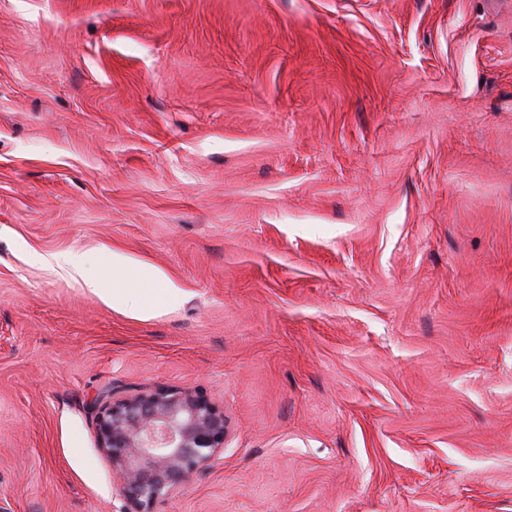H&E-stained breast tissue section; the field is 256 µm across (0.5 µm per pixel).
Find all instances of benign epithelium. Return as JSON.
I'll use <instances>...</instances> for the list:
<instances>
[{
	"label": "benign epithelium",
	"mask_w": 512,
	"mask_h": 512,
	"mask_svg": "<svg viewBox=\"0 0 512 512\" xmlns=\"http://www.w3.org/2000/svg\"><path fill=\"white\" fill-rule=\"evenodd\" d=\"M224 409L203 391L159 386L97 403V434L125 512H157L224 451Z\"/></svg>",
	"instance_id": "7a95c632"
}]
</instances>
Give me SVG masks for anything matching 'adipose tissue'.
I'll return each instance as SVG.
<instances>
[{"label":"adipose tissue","instance_id":"obj_1","mask_svg":"<svg viewBox=\"0 0 512 512\" xmlns=\"http://www.w3.org/2000/svg\"><path fill=\"white\" fill-rule=\"evenodd\" d=\"M44 262L57 265L69 277L82 282L88 292L104 304L122 307L138 316L155 315L170 303L169 284L152 269L141 271L138 284L132 285L91 275L80 255H52L45 257Z\"/></svg>","mask_w":512,"mask_h":512}]
</instances>
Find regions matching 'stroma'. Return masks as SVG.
<instances>
[{"label":"stroma","mask_w":512,"mask_h":512,"mask_svg":"<svg viewBox=\"0 0 512 512\" xmlns=\"http://www.w3.org/2000/svg\"><path fill=\"white\" fill-rule=\"evenodd\" d=\"M115 252L166 309L32 260ZM158 385V512H512V0H0V512H123ZM33 260L57 265L72 279L80 280L88 292L108 306H119L138 316H152L170 303V285L153 269L140 272L139 285H132L112 278V285L105 279L91 275L81 255H34ZM224 409L203 391L159 386L97 403V434L125 512H157L224 451Z\"/></svg>","instance_id":"stroma-1"}]
</instances>
